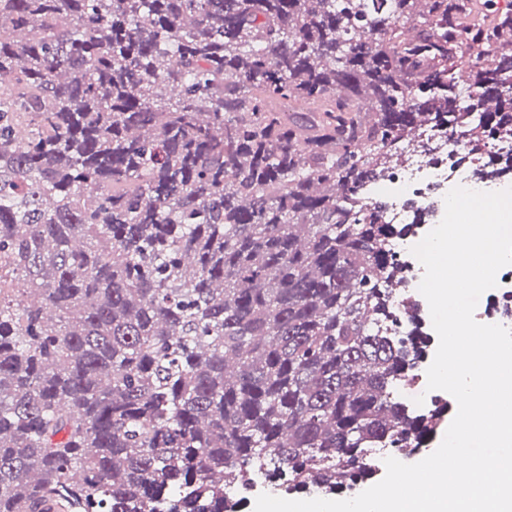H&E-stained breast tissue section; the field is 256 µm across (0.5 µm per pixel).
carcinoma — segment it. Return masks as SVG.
Listing matches in <instances>:
<instances>
[{"label": "carcinoma", "mask_w": 512, "mask_h": 512, "mask_svg": "<svg viewBox=\"0 0 512 512\" xmlns=\"http://www.w3.org/2000/svg\"><path fill=\"white\" fill-rule=\"evenodd\" d=\"M423 125L512 135L511 8L0 0V512H240L426 446L422 341L371 329L413 225L367 200Z\"/></svg>", "instance_id": "obj_1"}]
</instances>
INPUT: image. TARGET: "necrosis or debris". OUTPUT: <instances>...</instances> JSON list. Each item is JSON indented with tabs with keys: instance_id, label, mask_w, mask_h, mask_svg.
<instances>
[{
	"instance_id": "necrosis-or-debris-1",
	"label": "necrosis or debris",
	"mask_w": 512,
	"mask_h": 512,
	"mask_svg": "<svg viewBox=\"0 0 512 512\" xmlns=\"http://www.w3.org/2000/svg\"><path fill=\"white\" fill-rule=\"evenodd\" d=\"M512 162V137L498 136L488 140L484 150L462 159L458 136L431 127L422 128L414 141L404 149L399 161L388 172L385 180L370 192L371 197L383 199L386 209L383 220L388 224H411L412 234L391 243V252L402 266L405 281L396 292L399 315L387 323H375L377 333L387 336L407 335L410 326L404 314L414 303L421 304L420 332L431 336L432 322L429 309L424 308V296L418 286L424 268L411 249L429 232V225L419 223L421 207L444 199L454 187L475 191H501L512 187V180L477 179L475 172L483 167L487 158ZM474 318L482 324H499L512 328V266L497 274V284L491 289L484 305L476 308Z\"/></svg>"
}]
</instances>
